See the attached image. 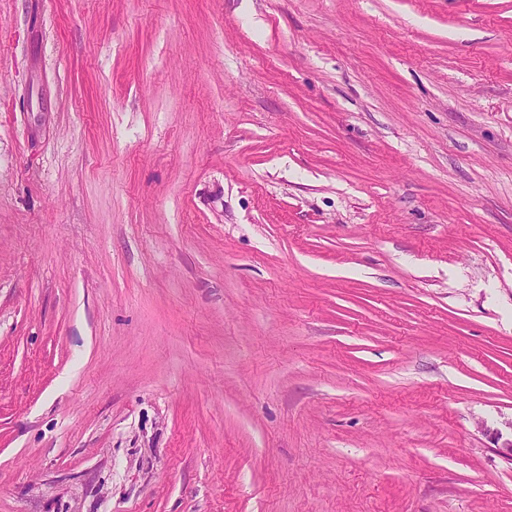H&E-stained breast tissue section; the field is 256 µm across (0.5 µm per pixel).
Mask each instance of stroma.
<instances>
[{"instance_id":"35a3bbf8","label":"stroma","mask_w":512,"mask_h":512,"mask_svg":"<svg viewBox=\"0 0 512 512\" xmlns=\"http://www.w3.org/2000/svg\"><path fill=\"white\" fill-rule=\"evenodd\" d=\"M512 0H0V512H512Z\"/></svg>"}]
</instances>
